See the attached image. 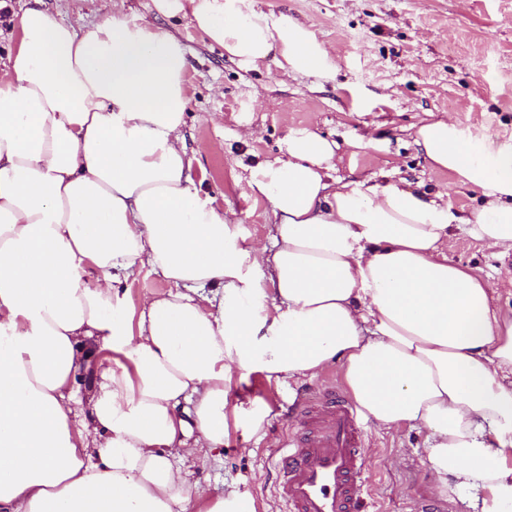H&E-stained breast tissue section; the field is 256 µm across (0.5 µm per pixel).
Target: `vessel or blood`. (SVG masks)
Wrapping results in <instances>:
<instances>
[{"mask_svg": "<svg viewBox=\"0 0 512 512\" xmlns=\"http://www.w3.org/2000/svg\"><path fill=\"white\" fill-rule=\"evenodd\" d=\"M353 405L335 391L303 401L299 426L272 452L286 512H360L372 464Z\"/></svg>", "mask_w": 512, "mask_h": 512, "instance_id": "vessel-or-blood-1", "label": "vessel or blood"}]
</instances>
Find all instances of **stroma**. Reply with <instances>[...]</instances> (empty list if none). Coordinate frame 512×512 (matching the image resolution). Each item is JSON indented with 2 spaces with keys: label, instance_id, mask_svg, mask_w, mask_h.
Instances as JSON below:
<instances>
[{
  "label": "stroma",
  "instance_id": "stroma-1",
  "mask_svg": "<svg viewBox=\"0 0 512 512\" xmlns=\"http://www.w3.org/2000/svg\"><path fill=\"white\" fill-rule=\"evenodd\" d=\"M59 21L88 29L113 8V0H44ZM260 10L285 13L311 26L338 61L334 78L300 76L280 81L273 62L244 70L183 15L163 17L152 0H123L124 13L172 33L185 45L189 106L185 127L193 178L218 209L236 212L241 246L268 243L269 206L247 195L246 167L274 157L290 128L307 126L338 143L371 134L379 149L344 156L342 177L389 173L418 191H443L461 214L478 206L477 191L432 169L414 142L427 120L454 118L472 135L512 138V0H256ZM252 138H243L244 128ZM450 260L487 276L492 302L512 309V257L502 260L465 236L449 240ZM130 311L145 297L168 292L170 283L149 263L125 282ZM347 392L342 368L328 365L317 377L288 386L254 374L233 383L228 400L260 401L269 415L262 437L229 429L224 446L207 462L186 461L183 474L201 487L247 495L282 512L278 475L269 457L297 426L295 408L328 385ZM364 451L374 462L363 512H413L423 498H446L447 512H468L467 495L442 496L418 430L386 429L365 420Z\"/></svg>",
  "mask_w": 512,
  "mask_h": 512
}]
</instances>
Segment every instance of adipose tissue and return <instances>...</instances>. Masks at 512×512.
<instances>
[{"mask_svg": "<svg viewBox=\"0 0 512 512\" xmlns=\"http://www.w3.org/2000/svg\"><path fill=\"white\" fill-rule=\"evenodd\" d=\"M152 2L240 67L270 58L284 79L338 68L310 26L256 0ZM10 21L0 512H258L188 484L182 465L221 448L228 419L262 431L266 405L229 408L234 380L293 383L332 362L367 419L426 433L436 480L473 492V512H512V313L445 252L456 233L512 252V140L476 139L450 118L416 130L432 168L479 191L464 217L441 191L339 177V144L291 129L247 169L274 232L245 248L238 220L192 176L178 38L114 11L80 31L40 0ZM142 261L173 289L133 315L120 285Z\"/></svg>", "mask_w": 512, "mask_h": 512, "instance_id": "ef3b65f1", "label": "adipose tissue"}]
</instances>
